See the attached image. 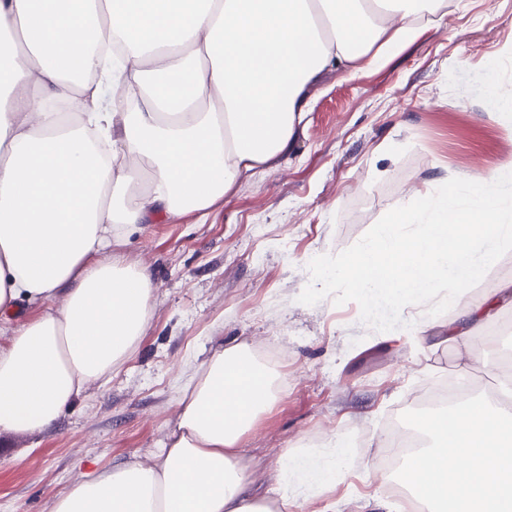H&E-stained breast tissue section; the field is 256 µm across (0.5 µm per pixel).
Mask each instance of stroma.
<instances>
[{
    "label": "stroma",
    "mask_w": 512,
    "mask_h": 512,
    "mask_svg": "<svg viewBox=\"0 0 512 512\" xmlns=\"http://www.w3.org/2000/svg\"><path fill=\"white\" fill-rule=\"evenodd\" d=\"M509 81L512 0H448L445 18L386 63L316 81L288 154L244 178L228 203L131 236L118 253L147 267L154 285L140 344L52 429L0 434V512H49L89 469L148 461L175 424L181 377L220 344L288 362L287 387L239 443L250 492L272 493L282 449L359 431L363 457L331 494L335 512L385 503L408 512L374 476L389 422L413 409L416 390L445 378L496 379L499 351H512L502 330L512 295L500 293L512 283V252L422 332H378L356 302L306 306L298 296L314 257L347 249L396 203L512 160V130L493 95ZM465 324L467 336L449 341Z\"/></svg>",
    "instance_id": "stroma-1"
}]
</instances>
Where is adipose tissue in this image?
Here are the masks:
<instances>
[{"label":"adipose tissue","instance_id":"ef3b65f1","mask_svg":"<svg viewBox=\"0 0 512 512\" xmlns=\"http://www.w3.org/2000/svg\"><path fill=\"white\" fill-rule=\"evenodd\" d=\"M446 0H0V433L49 429L109 381L149 321L152 276L116 253L140 225L207 214L287 152L323 71L403 50ZM282 380L217 347L151 463L84 474L50 512H286L344 476L349 446L284 449L247 490L241 436Z\"/></svg>","mask_w":512,"mask_h":512}]
</instances>
